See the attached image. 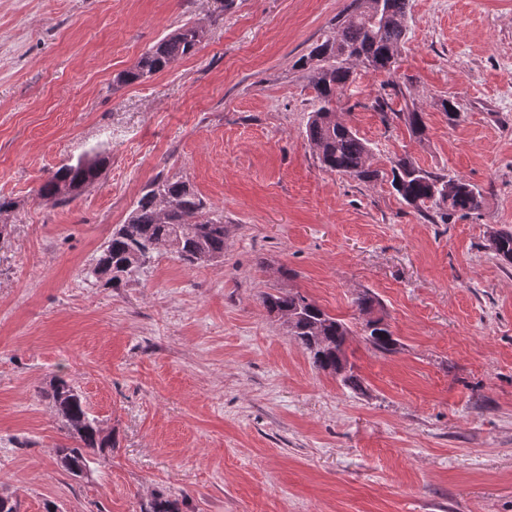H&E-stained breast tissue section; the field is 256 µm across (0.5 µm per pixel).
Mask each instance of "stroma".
<instances>
[{"mask_svg":"<svg viewBox=\"0 0 512 512\" xmlns=\"http://www.w3.org/2000/svg\"><path fill=\"white\" fill-rule=\"evenodd\" d=\"M349 2L0 0V196L16 203L0 215V493L18 512H140L159 494L181 512H512V264L487 247L512 229V0H410L394 77L358 71L335 103L375 167L407 156L482 189L446 223L388 181L322 170L307 141L320 103L297 61ZM188 21L209 30L194 55L113 86ZM94 150L107 168L72 203L39 196ZM160 175L223 214V262L163 250L91 284ZM276 288L349 325L363 391L313 367L262 304ZM365 293L397 352L365 342ZM56 376L117 441L81 479L39 396Z\"/></svg>","mask_w":512,"mask_h":512,"instance_id":"obj_1","label":"stroma"}]
</instances>
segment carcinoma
<instances>
[{
  "mask_svg": "<svg viewBox=\"0 0 512 512\" xmlns=\"http://www.w3.org/2000/svg\"><path fill=\"white\" fill-rule=\"evenodd\" d=\"M410 0H381L379 10L368 13L348 6L336 16L334 35L325 37L299 59L321 106L312 113L306 138L320 166L331 173L346 174L364 183L379 179L383 172L372 167V148L357 131L340 120L333 108L336 97L353 82L354 64L362 57L371 72L391 76L406 40L404 25ZM208 29L186 22L159 39L137 61L118 74V84H130L170 68L178 60L194 54L207 40ZM415 138L424 140L423 113H404ZM108 156L96 152L59 167L39 188V196L55 206H65L80 191L97 180ZM391 186L401 200L421 213H433L443 223L457 214L478 211L483 192L458 176L436 175L402 157L391 168ZM228 237L224 216L207 206L203 197L187 181L158 176L142 191L124 223L103 243L99 255L86 271V279L116 285L123 278L145 268L163 247L188 267L224 258ZM490 247L502 261L512 264V231L490 235ZM262 303L271 315L281 312L298 316L291 335L321 371L336 374V348L346 343L350 328L299 292L280 289L265 293ZM366 340L382 353L397 349L390 326L379 318L364 326ZM41 396L51 402L62 428L73 445L57 450L60 467L72 476L90 469L91 456L116 447L115 435L91 418L82 395L67 380L56 377ZM141 512H180L178 500L157 495Z\"/></svg>",
  "mask_w": 512,
  "mask_h": 512,
  "instance_id": "1",
  "label": "carcinoma"
}]
</instances>
